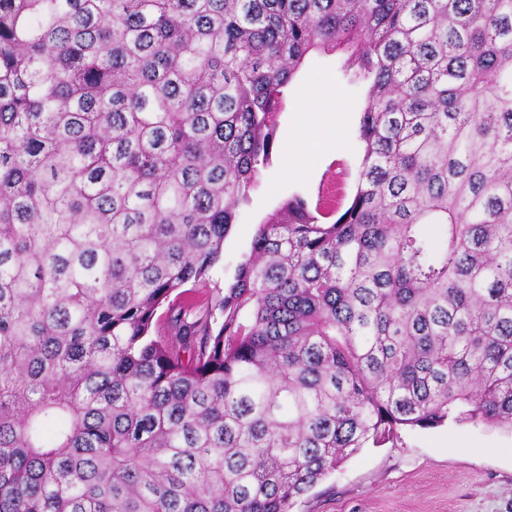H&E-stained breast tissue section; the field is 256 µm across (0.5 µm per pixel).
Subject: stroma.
I'll use <instances>...</instances> for the list:
<instances>
[{"label": "stroma", "instance_id": "obj_1", "mask_svg": "<svg viewBox=\"0 0 512 512\" xmlns=\"http://www.w3.org/2000/svg\"><path fill=\"white\" fill-rule=\"evenodd\" d=\"M336 55L312 54L290 84L276 117L275 143L259 184L224 239V263L207 283L183 294L205 305L227 287L234 264L249 253L255 232L289 196L318 202L320 184L333 182L331 207L342 208L355 191L362 151L356 136L365 88L347 81ZM330 89L326 112H344L349 141L345 151L324 161L309 176L289 174L283 147L294 128L296 103L313 95L317 78ZM291 512H512V430L484 424L445 423L434 429L405 428L396 445L366 446L298 499Z\"/></svg>", "mask_w": 512, "mask_h": 512}]
</instances>
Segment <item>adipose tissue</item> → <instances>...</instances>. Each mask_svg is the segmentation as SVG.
Masks as SVG:
<instances>
[{"mask_svg":"<svg viewBox=\"0 0 512 512\" xmlns=\"http://www.w3.org/2000/svg\"><path fill=\"white\" fill-rule=\"evenodd\" d=\"M335 121V113L322 111L319 101L309 100L299 103L295 132L285 147L289 172L303 173L310 166L322 164L336 150L344 147L346 142L344 134H337L335 140L330 141L320 132L322 126Z\"/></svg>","mask_w":512,"mask_h":512,"instance_id":"adipose-tissue-1","label":"adipose tissue"}]
</instances>
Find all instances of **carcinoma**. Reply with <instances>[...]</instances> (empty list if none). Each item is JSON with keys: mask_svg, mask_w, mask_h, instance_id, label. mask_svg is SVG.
Returning <instances> with one entry per match:
<instances>
[{"mask_svg": "<svg viewBox=\"0 0 512 512\" xmlns=\"http://www.w3.org/2000/svg\"><path fill=\"white\" fill-rule=\"evenodd\" d=\"M329 52L349 205L154 335ZM450 419L512 430V0H0V512H290Z\"/></svg>", "mask_w": 512, "mask_h": 512, "instance_id": "obj_1", "label": "carcinoma"}]
</instances>
